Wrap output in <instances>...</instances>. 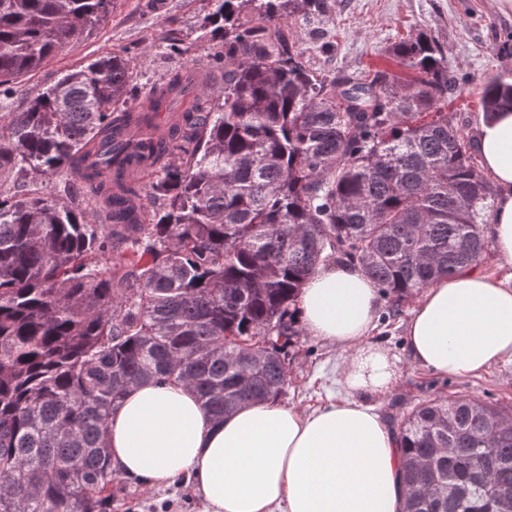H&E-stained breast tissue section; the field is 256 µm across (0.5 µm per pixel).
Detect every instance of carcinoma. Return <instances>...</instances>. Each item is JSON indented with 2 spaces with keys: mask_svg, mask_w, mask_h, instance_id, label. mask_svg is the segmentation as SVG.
Wrapping results in <instances>:
<instances>
[{
  "mask_svg": "<svg viewBox=\"0 0 512 512\" xmlns=\"http://www.w3.org/2000/svg\"><path fill=\"white\" fill-rule=\"evenodd\" d=\"M112 4L0 0V86ZM333 6L215 0L219 104L164 129L186 77L134 111L115 53L0 112V512H112L106 419L141 381L185 382L218 418L279 399L298 296L331 260L360 265L394 312L481 262L496 191L446 111L474 77L423 32L389 49L398 72L316 75L283 23ZM481 105L512 110V81L484 80ZM139 149L159 169L146 188L127 167ZM62 173L76 194L46 192ZM392 407L400 512H512V410Z\"/></svg>",
  "mask_w": 512,
  "mask_h": 512,
  "instance_id": "obj_1",
  "label": "carcinoma"
}]
</instances>
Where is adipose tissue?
<instances>
[{"label": "adipose tissue", "instance_id": "obj_1", "mask_svg": "<svg viewBox=\"0 0 512 512\" xmlns=\"http://www.w3.org/2000/svg\"><path fill=\"white\" fill-rule=\"evenodd\" d=\"M474 148L496 188L490 232L508 274L494 278L475 264L420 294L405 348L413 364L442 376L512 358V112L483 122ZM297 310L308 336L342 353L344 398L309 412L246 403L216 418L189 385L141 383L107 420L117 475L156 490L190 484L201 512H398V442L373 404L398 378L371 340L376 284L359 266H324Z\"/></svg>", "mask_w": 512, "mask_h": 512}]
</instances>
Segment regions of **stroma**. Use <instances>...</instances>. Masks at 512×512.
Returning <instances> with one entry per match:
<instances>
[{
  "mask_svg": "<svg viewBox=\"0 0 512 512\" xmlns=\"http://www.w3.org/2000/svg\"><path fill=\"white\" fill-rule=\"evenodd\" d=\"M212 10L213 0H116L101 25L15 81L11 97L0 105L8 111L16 109L67 70L113 52L130 61L132 107L147 106L153 87L177 70L187 72L198 85L221 88L224 72L211 65L210 36L204 28ZM288 26L299 36L312 67L326 74L389 67V47L427 33L447 56L450 68L475 77L448 93V109L468 137L483 119L479 78L512 79V54L501 49L512 33V10H501L498 0H336L327 14L309 23L292 20ZM174 42L180 44V51H171ZM413 305V299L402 301L397 315L380 320L374 335L375 342L396 358L399 374L391 394L376 402L381 414H388L395 399L415 403L461 395L512 407V358L467 377L440 376L409 361L404 333ZM338 359L333 347L301 336L288 350L289 383L282 404L309 410L338 392ZM112 490L121 505L119 512H158L164 502L170 512L196 510L186 488L147 490L120 479Z\"/></svg>",
  "mask_w": 512,
  "mask_h": 512,
  "instance_id": "1",
  "label": "stroma"
}]
</instances>
